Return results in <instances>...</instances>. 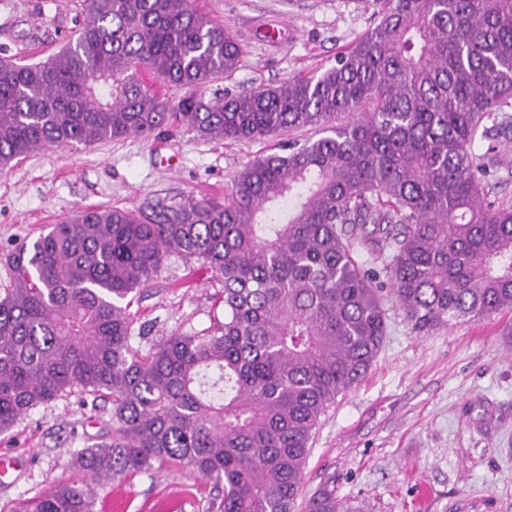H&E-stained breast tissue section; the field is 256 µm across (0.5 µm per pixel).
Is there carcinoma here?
<instances>
[{"label": "carcinoma", "instance_id": "obj_1", "mask_svg": "<svg viewBox=\"0 0 512 512\" xmlns=\"http://www.w3.org/2000/svg\"><path fill=\"white\" fill-rule=\"evenodd\" d=\"M374 26L320 75L238 94L241 50L191 0H88L75 38L0 60V172L46 147L187 127L264 141L307 127L232 178L224 201L88 207L10 254L0 298V433L78 388L111 404L112 437L73 457L80 482L14 512H96L97 488L167 461L217 489L216 512H294L319 420L386 335L356 227L393 247L383 272L419 332L512 311L508 161L512 0H374ZM146 72L184 89L176 101ZM358 113L346 123L337 119ZM172 254L224 283V321L143 354L128 309ZM307 512H342L327 486ZM489 187H491L489 196L491 200L512 201V168H509L508 172L502 169L493 174L489 179Z\"/></svg>", "mask_w": 512, "mask_h": 512}]
</instances>
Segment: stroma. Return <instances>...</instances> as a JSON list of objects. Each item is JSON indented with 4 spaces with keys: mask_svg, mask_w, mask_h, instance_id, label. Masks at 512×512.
Segmentation results:
<instances>
[{
    "mask_svg": "<svg viewBox=\"0 0 512 512\" xmlns=\"http://www.w3.org/2000/svg\"><path fill=\"white\" fill-rule=\"evenodd\" d=\"M240 43L239 69L220 87L238 93L312 77L374 24L372 0H194ZM85 0H0V57L44 59L76 32ZM262 142L200 139L181 129L92 147H46L0 172V290L8 254L89 206L130 210L173 197L223 199L237 170L277 151ZM223 285L179 256L130 308L133 346L200 334L224 317ZM383 345L361 381L322 416L303 499L331 486L346 512H512V312L458 319L423 334L386 300ZM109 403L76 391L38 406L0 433V456L22 463L0 477V512L77 479V450L104 440ZM98 512H212L215 493L190 468H150L98 490Z\"/></svg>",
    "mask_w": 512,
    "mask_h": 512,
    "instance_id": "obj_1",
    "label": "stroma"
}]
</instances>
